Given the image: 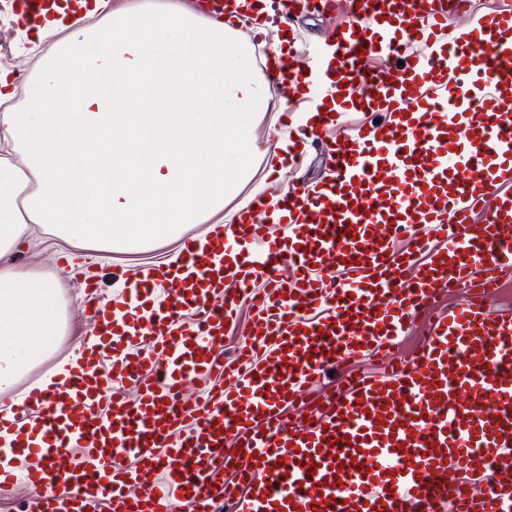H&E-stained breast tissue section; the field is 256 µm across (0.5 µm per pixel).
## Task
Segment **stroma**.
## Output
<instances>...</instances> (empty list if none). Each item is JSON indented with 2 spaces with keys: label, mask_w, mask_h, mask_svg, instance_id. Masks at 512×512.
Masks as SVG:
<instances>
[{
  "label": "stroma",
  "mask_w": 512,
  "mask_h": 512,
  "mask_svg": "<svg viewBox=\"0 0 512 512\" xmlns=\"http://www.w3.org/2000/svg\"><path fill=\"white\" fill-rule=\"evenodd\" d=\"M348 15L346 0H335V11L322 15L308 10L301 11L294 19L300 36L293 47L294 58L313 57L319 52V44L326 33ZM232 27L238 41L248 46L251 64L256 74L266 72L270 58L269 47L276 38L275 32L260 34L254 21L233 22ZM54 42L53 37L36 38L33 30L14 20L12 13H0V71H12L17 75L16 94L11 101L14 108H25L29 101V89L34 73L31 69H20L26 62L45 54ZM280 111L262 116L254 133V162L250 178L243 184L237 198L225 201L224 220L234 222L241 202L254 195L272 196L284 186H295L299 182L312 183L328 178L330 171L317 152H310L300 169L288 170L285 174L271 172L269 160L277 153L275 130L281 129ZM178 241L161 242L149 248L131 251H106L102 249H80L59 239L51 227L33 226L29 235L13 256L17 267L31 271L59 285V300L66 319V330L59 336L52 352L29 368L12 390L0 392V407L10 400L24 395L31 383L42 382L52 373L57 362L77 353L83 340L93 334L92 324L81 309V294L77 288L78 273L84 263H96L103 273L105 294L120 295L122 274L130 269L156 260H166L176 254Z\"/></svg>",
  "instance_id": "obj_1"
}]
</instances>
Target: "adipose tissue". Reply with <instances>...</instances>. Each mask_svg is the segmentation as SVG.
Wrapping results in <instances>:
<instances>
[{
  "mask_svg": "<svg viewBox=\"0 0 512 512\" xmlns=\"http://www.w3.org/2000/svg\"><path fill=\"white\" fill-rule=\"evenodd\" d=\"M108 27L80 17L39 63L26 110L0 73V391L62 332L52 282L7 261L29 225L80 247L125 251L183 235L235 198L253 133L275 107L226 16L189 7L131 12L95 0Z\"/></svg>",
  "mask_w": 512,
  "mask_h": 512,
  "instance_id": "ef3b65f1",
  "label": "adipose tissue"
}]
</instances>
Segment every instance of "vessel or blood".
Listing matches in <instances>:
<instances>
[{
    "label": "vessel or blood",
    "instance_id": "b4317fda",
    "mask_svg": "<svg viewBox=\"0 0 512 512\" xmlns=\"http://www.w3.org/2000/svg\"><path fill=\"white\" fill-rule=\"evenodd\" d=\"M300 1L334 8L265 0L271 26L290 33ZM359 2L328 58L269 76L312 114L289 162L348 114L381 123L343 125L328 181L185 237L132 295L98 299L86 267L96 339L0 412L28 460L0 468V497L22 483L30 512H512V309L487 308L512 270V9L450 37L469 0ZM407 42L423 53L401 56ZM242 305L251 338L228 357ZM424 312L422 345L396 352ZM369 358L378 373L354 374Z\"/></svg>",
    "mask_w": 512,
    "mask_h": 512
}]
</instances>
